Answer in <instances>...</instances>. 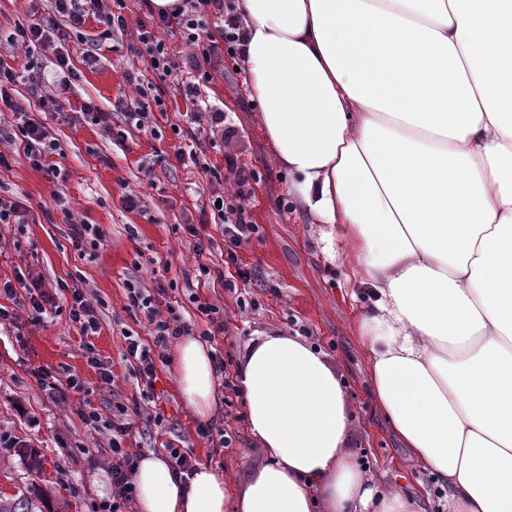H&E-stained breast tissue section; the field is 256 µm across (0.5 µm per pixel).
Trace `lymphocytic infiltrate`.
Returning a JSON list of instances; mask_svg holds the SVG:
<instances>
[{"label": "lymphocytic infiltrate", "instance_id": "lymphocytic-infiltrate-1", "mask_svg": "<svg viewBox=\"0 0 512 512\" xmlns=\"http://www.w3.org/2000/svg\"><path fill=\"white\" fill-rule=\"evenodd\" d=\"M213 12L220 18V35L212 37L205 27L206 12ZM95 18L102 25L101 35H82L85 44L84 61H97L100 39H114L129 35L127 50L134 56H147L153 73L171 79L179 97L190 104L192 124L182 130L184 144L174 153L180 165H193L196 169L207 170L205 152L217 142H231L236 137L234 126L225 124L223 110L214 108L206 93L214 72L223 70L225 54L235 53L243 39L240 26L234 18L225 16L224 0H182L169 12L146 10L136 23H128L126 16L109 6V0H49L46 12L41 18L28 24L17 25L10 46H38L50 51L53 56V72H46L39 59H28L25 69L31 76V93L37 96L39 115H30L16 98L19 75L10 65L0 62V106L11 112V119L0 117V145L19 146L32 167L52 179L60 178L55 157L62 151L61 145L46 124L43 113H56L58 121L72 123L76 119L88 118L98 124H108L113 113H120L136 127L145 128L154 118V109H165L162 97H155L147 103L139 99L114 104L112 112L101 110L94 102L82 103L79 110L71 113L57 112V100L67 94L81 78V72L73 63L69 53L62 47L72 35L82 34L88 18ZM178 33L190 52L183 61H176L170 54L165 36ZM224 164L235 174L237 192L231 202H223L221 194H212L211 211L223 223L225 253L227 262H234L235 249L240 242L257 234L258 227L249 219L247 202L251 196L255 174L242 166L235 153L225 152ZM127 299L131 306L144 311L149 326V340L137 336H126L125 358L133 368V375L146 392H154L158 380V365L165 360V353L173 340L194 334L204 340H211L210 330L199 333L195 323L186 319L178 307L170 302V295L162 283L146 287L135 279L126 284ZM25 296L27 306L24 312L11 308V301ZM6 297V304H0V326L16 323L19 317H26L32 324L41 323L47 315L66 314L76 327L84 342L83 355L96 369L103 384H111L112 369L98 356L93 336L102 330V311L99 302L87 288L72 286L64 282L49 287L40 278L17 276L15 281L0 284V297ZM86 426L94 431H109L108 447L112 457L110 473L112 492L100 500L94 512H127L126 506L134 498L132 474L135 456L126 449L125 442L136 427L135 421L126 416L122 404H115L111 416L105 417L98 410H84L80 413Z\"/></svg>", "mask_w": 512, "mask_h": 512}]
</instances>
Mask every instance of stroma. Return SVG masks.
Listing matches in <instances>:
<instances>
[{
	"label": "stroma",
	"instance_id": "35a3bbf8",
	"mask_svg": "<svg viewBox=\"0 0 512 512\" xmlns=\"http://www.w3.org/2000/svg\"><path fill=\"white\" fill-rule=\"evenodd\" d=\"M67 49L82 77L63 111L89 99L108 110L134 95V88L124 81L131 61L120 41L104 40L99 60L91 67L84 65L76 42H69ZM148 80V95L162 94L166 102V112L157 116L153 131H139L118 115L107 131L84 120L67 124L47 118L64 150L66 179L60 186L32 168L14 146L5 149L7 164L0 167V197L21 198L28 207L26 223L0 224V282L20 273L43 277L49 285L83 282L103 305L102 330L92 341L112 366L114 383L109 388L101 386L96 370L84 358L82 338L67 316L0 328V491L36 482L50 488L55 512H92L95 501L110 496L108 437L85 427L74 407L48 400L34 375L40 368L77 375L88 390L89 404L100 412L111 411L113 402L124 404L140 427L127 442L133 452L164 455L179 448L200 463L236 474L260 457L237 393L217 391L214 420L233 439L230 447L218 450L198 436L199 419L179 391L173 362L159 366V398L152 402L143 396L124 357L125 334L148 335L144 312L127 300L125 284L132 277L176 283L175 296L193 314L196 331L208 327L181 283L184 273L197 269L193 239L184 227L199 224L200 207L212 187L197 170L173 166L178 139L172 126L184 119L186 106L172 95L169 83L153 74ZM208 96L238 131L230 148L219 146L206 153L226 188L225 199H233L235 184L234 173L224 167L225 151L236 153L257 173L248 209L259 232L238 247V262L243 268L258 269L269 282L268 287L249 288L241 295L218 283L199 288L200 297L223 310L226 330L212 340V348L223 351L233 375L248 343L261 332L297 333L320 347L347 383L353 423L349 448L383 481L426 493L432 512H445L444 495L432 474L405 468L404 448L373 412L365 359L353 332L357 305L350 298L346 271L323 254L317 225L307 223L289 205L288 177L268 158L255 122L256 107L245 93L236 59L225 58L224 71L211 82ZM146 162L154 165L150 186L141 173ZM129 189L143 192L146 211L125 208L122 195ZM57 190L68 197V211L55 206L52 195ZM74 222L99 225L102 239L76 251L68 237V226ZM132 228L137 231L133 237L128 234ZM21 445L41 452L40 473L24 467L16 453Z\"/></svg>",
	"mask_w": 512,
	"mask_h": 512
}]
</instances>
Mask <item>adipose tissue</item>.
<instances>
[{"instance_id":"ef3b65f1","label":"adipose tissue","mask_w":512,"mask_h":512,"mask_svg":"<svg viewBox=\"0 0 512 512\" xmlns=\"http://www.w3.org/2000/svg\"><path fill=\"white\" fill-rule=\"evenodd\" d=\"M240 61L272 162L330 261L365 286L354 322L374 406L448 489V512H512V0H238ZM194 413L211 350L182 337ZM262 462L187 481L142 455L135 512H426L347 446L344 385L299 336L238 371Z\"/></svg>"}]
</instances>
